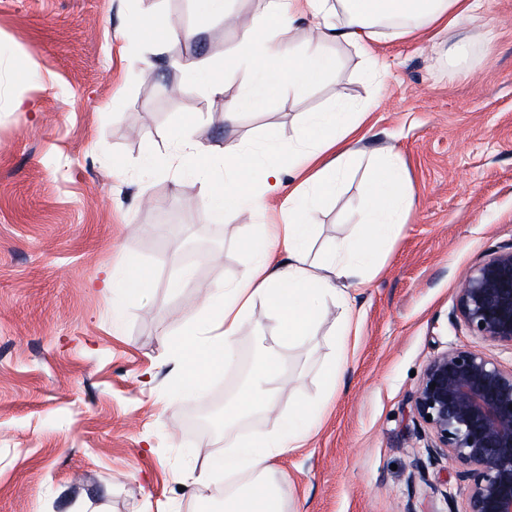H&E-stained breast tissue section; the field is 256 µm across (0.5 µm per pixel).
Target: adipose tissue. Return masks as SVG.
Returning <instances> with one entry per match:
<instances>
[{"label": "adipose tissue", "mask_w": 512, "mask_h": 512, "mask_svg": "<svg viewBox=\"0 0 512 512\" xmlns=\"http://www.w3.org/2000/svg\"><path fill=\"white\" fill-rule=\"evenodd\" d=\"M263 21L242 32L238 61L215 66L197 57L179 63L189 77L201 79L211 99L224 97L239 64L251 67L236 103L225 105L224 118L234 121L239 110H259L277 95H299L334 71L336 62L326 54L325 43L343 42L357 48L365 69L383 77L381 58L368 48L383 36L389 41L435 40L452 27L465 25L483 7L484 0H267ZM311 16L315 32L304 37L302 55L287 54L278 33L293 29L298 18ZM359 110L343 105L304 114L294 140L273 144L256 153L236 141L203 144L191 141L187 130L193 118H182L172 138L182 172L197 178L206 199L210 220L220 221L224 203L235 198L249 213L265 208L268 192L275 188L283 167L293 158L304 160L296 182L284 200L288 220L273 225L267 237L245 240L253 256L244 274L234 283L215 288L203 308V320L184 331L172 343L182 391L200 390L207 374L227 367L237 335L256 300H265L280 335L290 345H303L315 335L329 308L340 311L331 333L333 357L325 374L333 383L346 362L352 308L349 289L377 257V243L389 239L405 222L413 196L407 170L399 152L389 149L377 159L368 182L362 222L367 240H336L319 259H311L309 243L322 199L335 193L361 156ZM254 388L240 394L232 413L224 418L221 456H207L187 478L195 485L210 484L223 475L224 512H281L272 480L277 460L309 438L317 410L282 417L275 430L258 446L242 443L235 431L238 415L254 410L273 411L276 393L283 383L279 358L262 355L254 368Z\"/></svg>", "instance_id": "adipose-tissue-1"}]
</instances>
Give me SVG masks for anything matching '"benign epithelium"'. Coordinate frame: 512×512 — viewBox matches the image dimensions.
<instances>
[{
    "label": "benign epithelium",
    "mask_w": 512,
    "mask_h": 512,
    "mask_svg": "<svg viewBox=\"0 0 512 512\" xmlns=\"http://www.w3.org/2000/svg\"><path fill=\"white\" fill-rule=\"evenodd\" d=\"M456 313L483 341L512 345V244L466 274ZM413 408L431 443L409 479L448 459L468 483L462 512H512V370L479 350H444L425 365Z\"/></svg>",
    "instance_id": "benign-epithelium-1"
}]
</instances>
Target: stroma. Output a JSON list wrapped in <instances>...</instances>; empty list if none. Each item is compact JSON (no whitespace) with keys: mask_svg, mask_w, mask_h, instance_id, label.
Wrapping results in <instances>:
<instances>
[{"mask_svg":"<svg viewBox=\"0 0 512 512\" xmlns=\"http://www.w3.org/2000/svg\"><path fill=\"white\" fill-rule=\"evenodd\" d=\"M464 29L437 41L376 40L388 73L374 81L359 51L328 44L335 73L305 95L224 119L223 102L188 81L180 59L234 56L267 0H225L200 20L192 0H0V512H219L223 480L186 482L201 453L224 452V430L198 426L233 408L259 354L279 353L287 379L274 413L238 419L256 440L304 404L322 407L303 447L278 462L283 512H448L466 485L453 462L409 480L430 442L412 410L419 373L438 352H486L512 368V346L474 336L455 315L469 270L512 243V0H485ZM152 13L177 30L164 45L129 40ZM467 55L451 48L466 37ZM344 91L370 105L361 144L392 147L409 172L415 206L378 248L380 265L350 294L358 315L348 363L327 390V325L301 347L283 345L256 301L230 366L204 395L175 397L171 342L196 323L210 289L252 261L242 242L281 220L285 190L267 211L204 215L199 185L177 167L170 133L184 114L193 137L261 151L293 137L302 113ZM26 100L28 110L16 109ZM369 170L355 166L317 215L311 258L364 233ZM136 263L140 293L102 292L106 274ZM191 282H172L182 269Z\"/></svg>","mask_w":512,"mask_h":512,"instance_id":"1","label":"stroma"}]
</instances>
